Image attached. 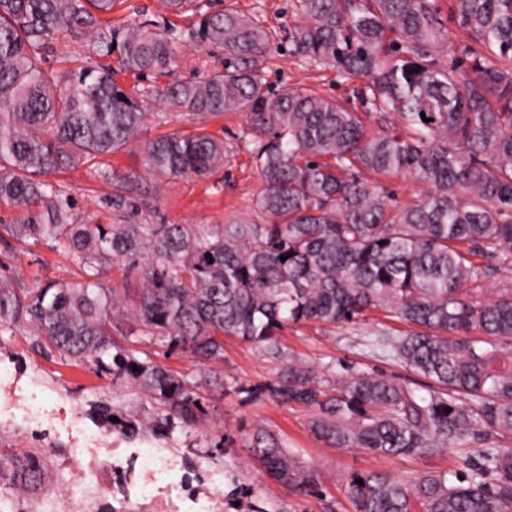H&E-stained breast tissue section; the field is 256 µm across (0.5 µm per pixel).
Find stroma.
I'll list each match as a JSON object with an SVG mask.
<instances>
[{
  "label": "stroma",
  "instance_id": "obj_1",
  "mask_svg": "<svg viewBox=\"0 0 512 512\" xmlns=\"http://www.w3.org/2000/svg\"><path fill=\"white\" fill-rule=\"evenodd\" d=\"M237 7L256 16L272 33L264 74L271 89L303 84L319 94L354 104V80L337 78L335 69L303 67L288 52L291 0H236ZM92 40L68 35L54 42L49 67L63 73L85 64ZM220 51L184 44L164 75L137 79L122 76L124 86L149 91L143 140L172 131L191 135L207 131L224 141V165L208 178H156L140 166L135 151L111 157L112 167L152 191L141 220L153 224H224L251 212L263 187L252 149L253 136L245 117L227 112L199 119L171 116L154 90L187 80L219 67ZM53 181L68 187L75 212L93 216L96 223L112 224L116 217L105 200L111 185L95 178L87 165L54 173ZM79 269L63 252L28 245L10 236L0 237V278L16 288L48 282L74 281ZM124 307L116 342L136 348L169 369L186 373L188 354L169 351L144 335ZM382 313L369 314L357 325L319 328L297 326L281 341L287 353L314 365L325 376L345 369H377L400 380L402 367L371 355L362 341L387 327ZM279 367L261 348L228 336L224 360L216 364L211 382L201 392L207 407L193 426L174 423L165 434L152 425L158 408L132 379L97 372L93 367L39 352L29 327L0 328V456L28 454L42 464L34 487L17 481L8 490L7 512H211L213 490H220L222 512H352L342 486L353 472L384 470L410 476L425 470L457 467L458 455L443 450L432 455L385 459L355 448H331L309 429V408L277 401L269 395L248 394V387L273 381ZM263 428L282 439L289 451L315 468L321 479L317 494L307 495L269 477L255 462L246 438ZM160 450L171 462L167 483L141 497L150 479L143 463L146 450ZM220 478L213 487L212 478Z\"/></svg>",
  "mask_w": 512,
  "mask_h": 512
}]
</instances>
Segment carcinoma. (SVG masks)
Segmentation results:
<instances>
[{"mask_svg": "<svg viewBox=\"0 0 512 512\" xmlns=\"http://www.w3.org/2000/svg\"><path fill=\"white\" fill-rule=\"evenodd\" d=\"M437 2L294 0L293 54L364 78L359 110L301 84L270 90L263 69L272 34L233 2L162 0L171 15L196 17L162 29L111 22L121 0H0V210L20 215L0 227L67 253L82 276L1 287L0 326L32 327L38 346L128 376L167 414L189 421L205 414L200 385L224 360V337L235 336L284 362L266 390L311 409L310 431L333 448L395 459L511 437L512 354L500 342L512 341V287L482 302L465 285L488 274L480 257L512 271V0H453L464 35L446 61ZM63 34L91 36L93 53L117 56L121 71L138 77L168 69L181 44L223 50L224 69L159 95L201 119L246 117L263 183L252 210L263 222L78 217L68 188L45 177L86 164L112 185V210H138L130 178L103 159L130 149L147 113L144 94L115 80L109 65L47 69ZM139 160L152 176L205 178L223 165L224 141L173 131L145 142ZM397 174L428 191L398 204L385 188ZM119 261L142 281L135 320L188 354L189 373L115 343L122 300L104 279ZM372 311L407 330H379L365 345L425 384L374 369L325 384L278 341L293 326L356 324ZM247 447L277 482L317 491L316 471L273 434L258 429ZM7 465L16 478L41 472L38 459L15 456L0 458V477ZM345 493L352 512H512V448H486L455 472L351 473Z\"/></svg>", "mask_w": 512, "mask_h": 512, "instance_id": "1", "label": "carcinoma"}]
</instances>
